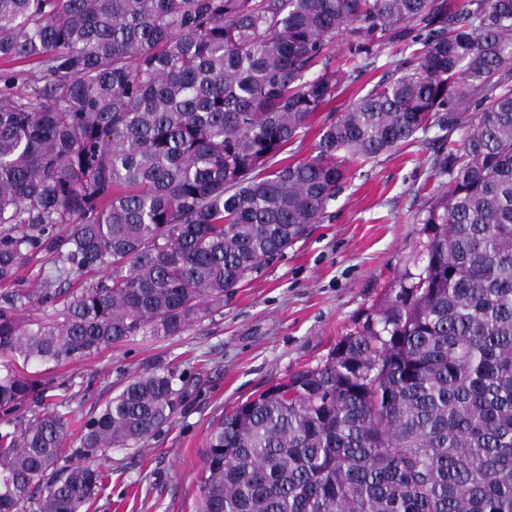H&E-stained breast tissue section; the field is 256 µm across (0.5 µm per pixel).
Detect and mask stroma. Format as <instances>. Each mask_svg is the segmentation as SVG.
<instances>
[{
	"label": "stroma",
	"instance_id": "1",
	"mask_svg": "<svg viewBox=\"0 0 512 512\" xmlns=\"http://www.w3.org/2000/svg\"><path fill=\"white\" fill-rule=\"evenodd\" d=\"M433 150L423 136L376 162L351 163L324 222L184 335L140 337L40 367L77 416L156 362L183 374V396L158 434L96 459L104 486L88 512H196L208 435L222 416L325 359L362 312L395 295L405 268L423 265L415 218L438 190Z\"/></svg>",
	"mask_w": 512,
	"mask_h": 512
}]
</instances>
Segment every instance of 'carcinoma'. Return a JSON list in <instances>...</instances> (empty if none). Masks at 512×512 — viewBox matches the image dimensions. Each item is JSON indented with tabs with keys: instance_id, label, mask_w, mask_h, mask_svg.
Returning <instances> with one entry per match:
<instances>
[{
	"instance_id": "cac0c4a2",
	"label": "carcinoma",
	"mask_w": 512,
	"mask_h": 512,
	"mask_svg": "<svg viewBox=\"0 0 512 512\" xmlns=\"http://www.w3.org/2000/svg\"><path fill=\"white\" fill-rule=\"evenodd\" d=\"M398 47L316 155L279 159ZM0 58L38 67L0 72V284L54 266L0 294V512H86L92 461L182 394L159 362L73 439L19 367L184 334L323 221L349 163L433 129L424 265L211 429L197 512H512V0H0Z\"/></svg>"
}]
</instances>
